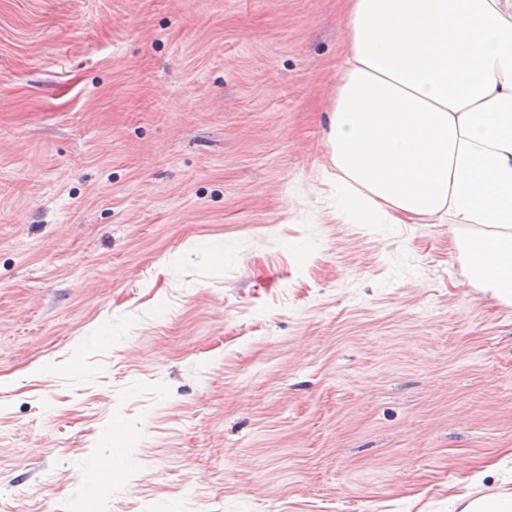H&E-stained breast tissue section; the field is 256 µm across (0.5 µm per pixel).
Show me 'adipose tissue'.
I'll return each mask as SVG.
<instances>
[{
	"label": "adipose tissue",
	"instance_id": "1",
	"mask_svg": "<svg viewBox=\"0 0 512 512\" xmlns=\"http://www.w3.org/2000/svg\"><path fill=\"white\" fill-rule=\"evenodd\" d=\"M328 112L362 224L454 226L470 284L512 305V0H349Z\"/></svg>",
	"mask_w": 512,
	"mask_h": 512
}]
</instances>
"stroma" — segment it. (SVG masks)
Instances as JSON below:
<instances>
[{
  "instance_id": "1",
  "label": "stroma",
  "mask_w": 512,
  "mask_h": 512,
  "mask_svg": "<svg viewBox=\"0 0 512 512\" xmlns=\"http://www.w3.org/2000/svg\"><path fill=\"white\" fill-rule=\"evenodd\" d=\"M345 49L342 0H0V512L512 491V306L338 213Z\"/></svg>"
}]
</instances>
